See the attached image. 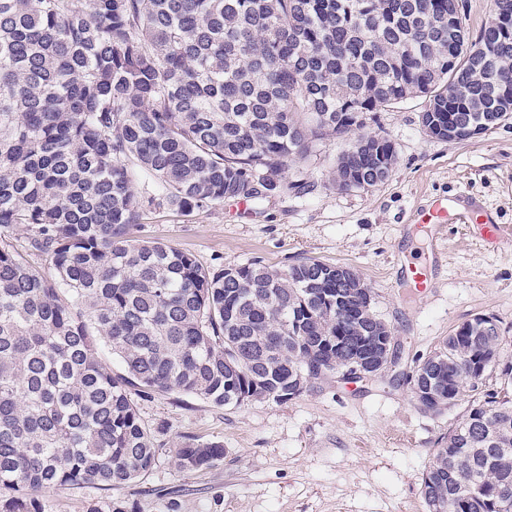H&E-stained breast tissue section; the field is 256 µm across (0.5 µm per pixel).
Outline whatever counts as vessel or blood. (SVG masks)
Listing matches in <instances>:
<instances>
[{
	"mask_svg": "<svg viewBox=\"0 0 512 512\" xmlns=\"http://www.w3.org/2000/svg\"><path fill=\"white\" fill-rule=\"evenodd\" d=\"M413 221L420 226L437 229L457 222L476 224L481 230V240L488 243L504 242L507 234L506 226L496 223L480 204L463 193L428 200L414 210ZM402 276L410 287L423 292L435 285L434 279L427 274L426 264L418 261L411 263Z\"/></svg>",
	"mask_w": 512,
	"mask_h": 512,
	"instance_id": "obj_1",
	"label": "vessel or blood"
}]
</instances>
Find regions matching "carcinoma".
<instances>
[{
  "mask_svg": "<svg viewBox=\"0 0 512 512\" xmlns=\"http://www.w3.org/2000/svg\"><path fill=\"white\" fill-rule=\"evenodd\" d=\"M501 14L512 0L473 36L459 0H0V512L152 472L164 427L145 424L140 399L286 402L392 335L371 302L336 318L338 299L372 297L353 270L215 271L131 232L151 209L300 193L288 169L349 135L331 184L376 186L397 153L367 120L417 98L440 140L511 118ZM504 341L448 335L442 364L415 361L412 393L460 400L473 357ZM487 372L422 475L427 512H512V360ZM223 459V444L185 436L171 465ZM87 512L136 507L110 497Z\"/></svg>",
  "mask_w": 512,
  "mask_h": 512,
  "instance_id": "cac0c4a2",
  "label": "carcinoma"
}]
</instances>
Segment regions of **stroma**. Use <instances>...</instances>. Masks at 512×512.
Instances as JSON below:
<instances>
[{
  "label": "stroma",
  "mask_w": 512,
  "mask_h": 512,
  "mask_svg": "<svg viewBox=\"0 0 512 512\" xmlns=\"http://www.w3.org/2000/svg\"><path fill=\"white\" fill-rule=\"evenodd\" d=\"M422 110L416 99L377 113L376 132L397 152L392 173L377 186L331 185V169L348 144L339 138L306 165L307 193L275 194L246 209L228 200L190 217L167 209L145 214L135 239L171 244L211 269L253 260L281 269L305 258L351 266L371 288L399 361L382 377L352 384L332 376L283 403L140 400L145 423L166 426V446L151 473L114 496L138 512H167L172 500L179 512H426L422 474L472 398L438 414L423 412L405 374L475 317H494L512 338V239L492 249L465 225L424 235L409 218L431 197L465 191L512 227V119L449 142L426 135ZM419 254L437 283L423 297L396 276ZM185 435L223 444V460L209 470H173L171 450Z\"/></svg>",
  "instance_id": "stroma-1"
}]
</instances>
